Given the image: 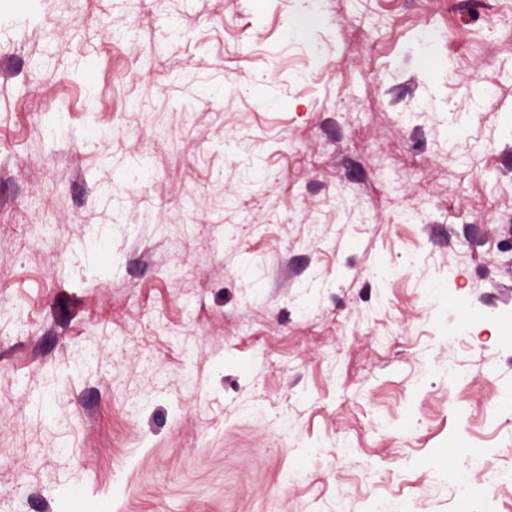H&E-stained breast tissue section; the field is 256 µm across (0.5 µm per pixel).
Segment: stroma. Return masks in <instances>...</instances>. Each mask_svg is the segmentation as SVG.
<instances>
[{"label": "stroma", "instance_id": "stroma-1", "mask_svg": "<svg viewBox=\"0 0 512 512\" xmlns=\"http://www.w3.org/2000/svg\"><path fill=\"white\" fill-rule=\"evenodd\" d=\"M511 231L512 0H0V512H512Z\"/></svg>", "mask_w": 512, "mask_h": 512}]
</instances>
